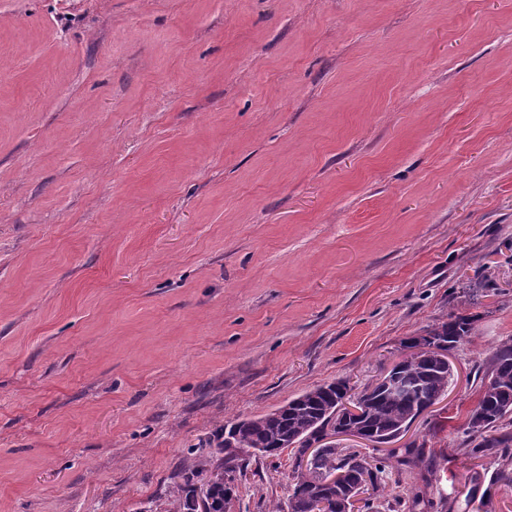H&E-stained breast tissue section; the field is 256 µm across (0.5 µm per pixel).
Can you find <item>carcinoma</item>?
Wrapping results in <instances>:
<instances>
[{"mask_svg":"<svg viewBox=\"0 0 512 512\" xmlns=\"http://www.w3.org/2000/svg\"><path fill=\"white\" fill-rule=\"evenodd\" d=\"M473 330L474 318L459 314L427 328L424 334L433 337L437 347L451 351L467 341ZM450 378L448 366L436 359L403 356L374 386L362 391L357 416L343 412L342 400L353 387L338 380L327 389L318 385L304 392L284 412L230 421L217 433L221 441L215 451L193 460L182 471L183 482L176 485L172 501L174 512H195L194 479L199 477L210 483L215 512H231L232 485L248 469L245 455L278 457L286 450L294 458L287 508L276 506L270 512H345L346 506H354L346 500L345 489L323 490L316 485L319 474L338 471L347 472L343 482L356 483L352 497L364 495L358 512H414L420 506L436 512L438 504L414 485L403 495L382 498L386 479L395 474V483L400 485L430 458L425 441L372 457L356 448H325L306 466L301 457L321 429L336 424L356 433L369 432L388 444L398 441L448 391ZM459 431L464 435V454L493 462L497 465L493 482L511 485L512 337L492 350L477 401Z\"/></svg>","mask_w":512,"mask_h":512,"instance_id":"obj_1","label":"carcinoma"}]
</instances>
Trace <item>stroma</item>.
<instances>
[{
	"label": "stroma",
	"mask_w": 512,
	"mask_h": 512,
	"mask_svg": "<svg viewBox=\"0 0 512 512\" xmlns=\"http://www.w3.org/2000/svg\"><path fill=\"white\" fill-rule=\"evenodd\" d=\"M460 312L404 439L512 512L457 432L512 337V0H0V512H170L227 421ZM474 330V318L468 315L459 314L452 316L448 321L438 323L424 330L427 336H433L434 343L443 350H453L458 345L467 341Z\"/></svg>",
	"instance_id": "obj_1"
}]
</instances>
